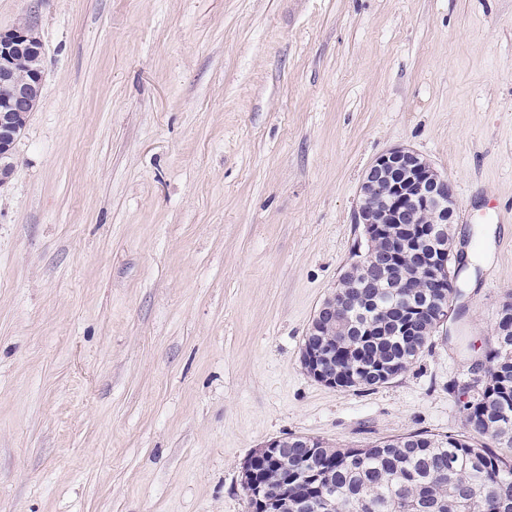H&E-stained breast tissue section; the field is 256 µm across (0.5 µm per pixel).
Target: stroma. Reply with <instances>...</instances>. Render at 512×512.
<instances>
[{
  "mask_svg": "<svg viewBox=\"0 0 512 512\" xmlns=\"http://www.w3.org/2000/svg\"><path fill=\"white\" fill-rule=\"evenodd\" d=\"M43 88L0 187V512H248L307 435H464L512 297V0H0ZM452 180L447 325L370 391L304 370L367 166Z\"/></svg>",
  "mask_w": 512,
  "mask_h": 512,
  "instance_id": "1",
  "label": "stroma"
}]
</instances>
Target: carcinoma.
<instances>
[{
  "mask_svg": "<svg viewBox=\"0 0 512 512\" xmlns=\"http://www.w3.org/2000/svg\"><path fill=\"white\" fill-rule=\"evenodd\" d=\"M348 320L359 336H336V387L373 389L351 361L355 351L370 361H390L400 375L432 338L393 335L389 310L406 305L400 295L382 289L364 295L347 288ZM497 321L492 346L475 363L482 383L479 396L462 403L469 433L485 439L407 433L366 448H333L314 441L317 451L288 448V498H271L264 512H512V305Z\"/></svg>",
  "mask_w": 512,
  "mask_h": 512,
  "instance_id": "carcinoma-1",
  "label": "carcinoma"
}]
</instances>
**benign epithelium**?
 I'll return each mask as SVG.
<instances>
[{
  "mask_svg": "<svg viewBox=\"0 0 512 512\" xmlns=\"http://www.w3.org/2000/svg\"><path fill=\"white\" fill-rule=\"evenodd\" d=\"M42 56V44L35 27L28 24L0 33V148L15 142L13 132L18 118L34 111L43 83L42 67L32 66L23 74L18 64L26 56ZM458 202L448 175L441 173L427 158L406 148H391L378 155L363 173L354 223L362 226L368 249L357 251L348 273L368 287L378 269L397 266L409 247L416 256L414 273L405 275L399 287L414 297L422 288L448 287V245L438 242L448 232L446 224L455 221ZM338 283L321 303L305 336L302 365L321 384L336 387L330 366L318 362L324 337L336 335V315L343 313L348 298ZM288 451V439H273L256 449L242 465L243 477L254 488L252 498L261 502L272 493H282L258 479L260 468L279 462Z\"/></svg>",
  "mask_w": 512,
  "mask_h": 512,
  "instance_id": "1",
  "label": "benign epithelium"
}]
</instances>
